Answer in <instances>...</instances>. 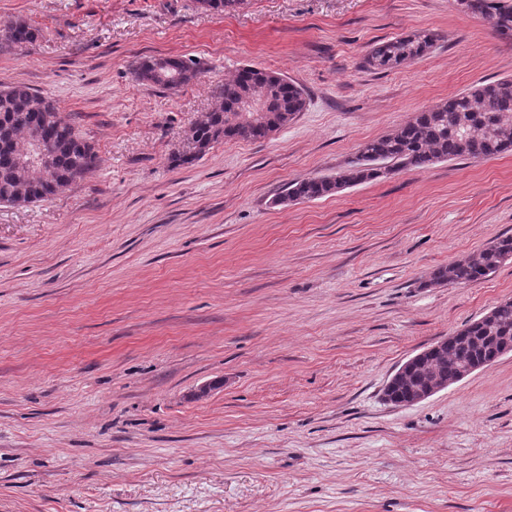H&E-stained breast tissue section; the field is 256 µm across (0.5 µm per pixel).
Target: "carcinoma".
I'll return each mask as SVG.
<instances>
[{"instance_id":"obj_1","label":"carcinoma","mask_w":512,"mask_h":512,"mask_svg":"<svg viewBox=\"0 0 512 512\" xmlns=\"http://www.w3.org/2000/svg\"><path fill=\"white\" fill-rule=\"evenodd\" d=\"M242 0H196L198 8L212 12L236 10ZM470 13L494 18L497 32L512 37V4L501 0H471ZM39 32L25 21H13L10 37L0 39V50L22 47ZM438 34L421 31L375 42L364 67L376 73L412 63L431 51ZM143 84L173 89L198 77L195 64L183 59L144 57L132 68ZM220 103L201 113L190 128L191 151L173 156L177 165L200 159L221 141H258L269 130L282 128L305 111L307 94L278 73L243 67L224 81ZM37 136L52 147L45 167H21L17 156ZM512 152V79L485 81L447 101L424 110L392 133L364 143L355 158L336 176L307 177L289 183L273 203L288 204L332 195L345 188L385 177L401 169L422 170L462 157L484 159ZM95 147L79 128L64 120L55 103L25 84L0 87V203L28 206L63 193L97 167ZM512 257V235L495 238L478 254L436 268L423 287L468 285L488 277ZM505 336L512 337V299L498 303L495 318L475 325L448 348L413 366L398 382L395 394L425 382L434 374L450 376L462 363L481 360Z\"/></svg>"}]
</instances>
